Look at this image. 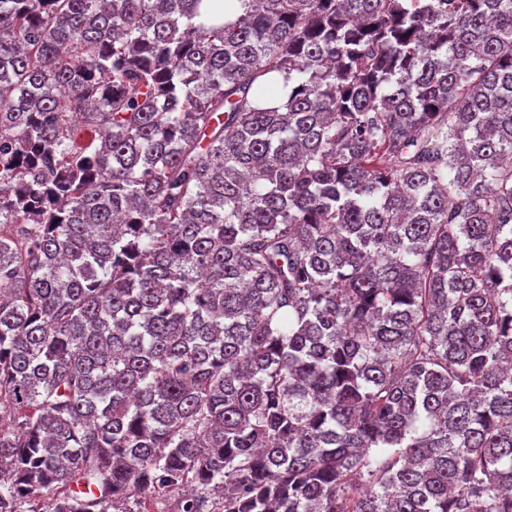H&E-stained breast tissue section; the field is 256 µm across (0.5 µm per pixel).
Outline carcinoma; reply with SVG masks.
<instances>
[{
	"mask_svg": "<svg viewBox=\"0 0 512 512\" xmlns=\"http://www.w3.org/2000/svg\"><path fill=\"white\" fill-rule=\"evenodd\" d=\"M202 3L0 0V512H512V0Z\"/></svg>",
	"mask_w": 512,
	"mask_h": 512,
	"instance_id": "obj_1",
	"label": "carcinoma"
}]
</instances>
